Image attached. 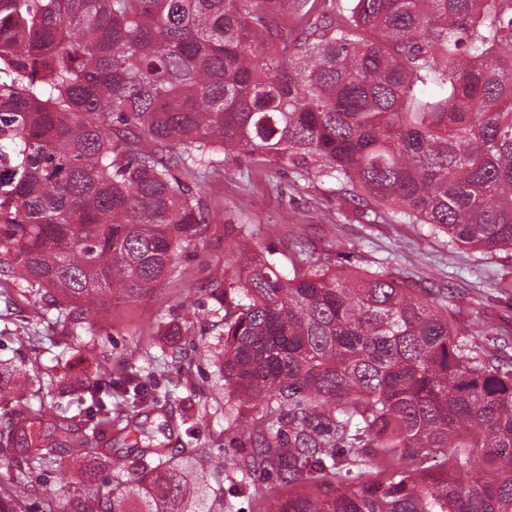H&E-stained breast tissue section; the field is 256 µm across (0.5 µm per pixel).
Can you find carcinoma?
<instances>
[{"instance_id":"obj_1","label":"carcinoma","mask_w":512,"mask_h":512,"mask_svg":"<svg viewBox=\"0 0 512 512\" xmlns=\"http://www.w3.org/2000/svg\"><path fill=\"white\" fill-rule=\"evenodd\" d=\"M280 160L363 193L450 242L512 254V0H0V272L72 344L87 314L178 276L208 225L181 180L218 155ZM218 352L224 386L261 399L245 490L276 473L315 485L270 512H512L509 341L450 319L448 295L385 271L275 270L241 239ZM487 337L490 350L477 345ZM55 376L0 362V512H216L212 448H170L137 421L159 404L70 376L65 394L115 399L44 422ZM105 449L112 477L44 492L35 474Z\"/></svg>"}]
</instances>
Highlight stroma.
Returning a JSON list of instances; mask_svg holds the SVG:
<instances>
[{"mask_svg": "<svg viewBox=\"0 0 512 512\" xmlns=\"http://www.w3.org/2000/svg\"><path fill=\"white\" fill-rule=\"evenodd\" d=\"M199 183L209 229L181 253L180 277L156 286L145 299L91 316L85 345L66 347L63 328L44 320L39 307L17 293L16 282L1 276L0 359L50 370L59 378L80 373L115 384L125 368L148 373L152 393L184 417L181 440L220 449L224 512H265L288 493L272 473L258 477L253 488L238 487L233 463L254 448L262 404L237 402L225 389L217 362L202 356L223 344L224 315L211 295L213 277H238L237 239L248 229L258 228L254 249L281 271L308 255L336 274L372 272L383 265L390 275L421 287L450 283L455 294L449 309L459 328L479 317L512 335V259L506 254L452 244L420 225L397 222L384 208L363 217L335 181L299 176L276 161L255 163L230 154ZM158 318L166 331H155ZM89 467L109 473L107 458L94 452L66 458L63 471L40 481L47 492L61 495L81 482Z\"/></svg>", "mask_w": 512, "mask_h": 512, "instance_id": "1", "label": "stroma"}]
</instances>
